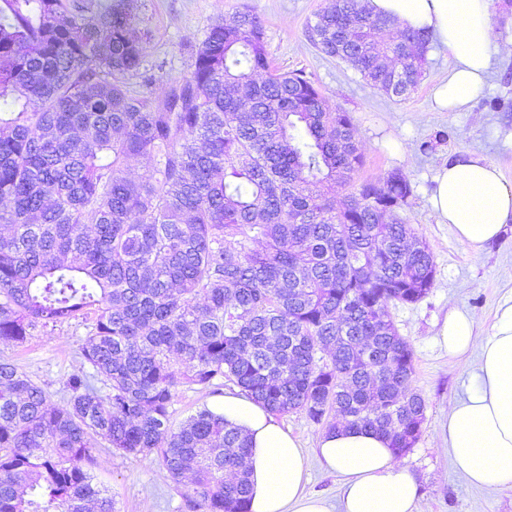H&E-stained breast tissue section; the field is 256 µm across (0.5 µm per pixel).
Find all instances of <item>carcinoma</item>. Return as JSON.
I'll return each mask as SVG.
<instances>
[{
    "mask_svg": "<svg viewBox=\"0 0 512 512\" xmlns=\"http://www.w3.org/2000/svg\"><path fill=\"white\" fill-rule=\"evenodd\" d=\"M364 0H325L310 39L404 100L432 37ZM126 0H0V343L86 324L50 393L0 357V512H116L95 449L155 458L200 512H250L249 444L183 386L228 383L279 415L387 436L425 420L414 353L389 313L434 284L395 172L336 209L363 165L352 117L301 70L272 68L264 24L219 19L161 98ZM145 157L138 180L126 161ZM213 396L205 394L197 389L190 387H181L172 406L174 411V424L178 426L187 416L202 407L209 404Z\"/></svg>",
    "mask_w": 512,
    "mask_h": 512,
    "instance_id": "carcinoma-1",
    "label": "carcinoma"
}]
</instances>
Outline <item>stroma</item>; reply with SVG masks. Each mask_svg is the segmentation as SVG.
<instances>
[{"instance_id": "35a3bbf8", "label": "stroma", "mask_w": 512, "mask_h": 512, "mask_svg": "<svg viewBox=\"0 0 512 512\" xmlns=\"http://www.w3.org/2000/svg\"><path fill=\"white\" fill-rule=\"evenodd\" d=\"M323 4L324 0H131L133 15L150 36L145 64L155 80L144 91L163 96L173 81L188 75L192 48L211 23L220 17L232 21L247 8L264 23L271 64L304 70L320 87L327 111L351 115L364 155L355 183L379 180L394 171L407 176L413 193L400 215L429 246L435 281L420 302L390 309L400 335L413 348V386L427 406L420 439L399 462L419 482L418 512H512V485L473 487L454 470L448 454V409L467 391L478 353L451 357L436 342L450 311L475 312L480 331L486 332L497 305L512 296V223L501 239L474 253L455 238L449 225L438 223L430 205L438 170L462 155L495 164L512 185V112H491L484 104L489 96L512 99V54H494L487 85L466 111L438 112L432 107L431 92L448 74L450 57L444 47L437 44L428 52L420 84L409 98H390L311 41L307 23ZM440 130L447 132L446 142L421 153L420 142ZM85 336L84 325L64 324L35 332L18 347L0 344V355L44 383L57 403L63 398L65 378L80 366L79 347ZM96 455L117 512H190L157 461L122 457L108 448L98 449Z\"/></svg>"}]
</instances>
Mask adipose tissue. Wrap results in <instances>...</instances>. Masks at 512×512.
<instances>
[{
	"instance_id": "ef3b65f1",
	"label": "adipose tissue",
	"mask_w": 512,
	"mask_h": 512,
	"mask_svg": "<svg viewBox=\"0 0 512 512\" xmlns=\"http://www.w3.org/2000/svg\"><path fill=\"white\" fill-rule=\"evenodd\" d=\"M490 0H368L370 10L400 26L431 31L451 56L448 77L435 91L439 108L465 110L485 84L494 34ZM431 206L439 223L474 252L498 240L512 223V186L493 163L460 156L436 176ZM438 341L450 355L478 349L474 384L448 410V452L469 485L512 484V298L502 302L489 331L474 314L456 310ZM212 411L244 430L250 440V512H331L325 499L306 493L310 463L291 433L252 400L232 393ZM322 465L342 481L338 512H417L418 482L401 465L385 436L337 424L317 443Z\"/></svg>"
}]
</instances>
